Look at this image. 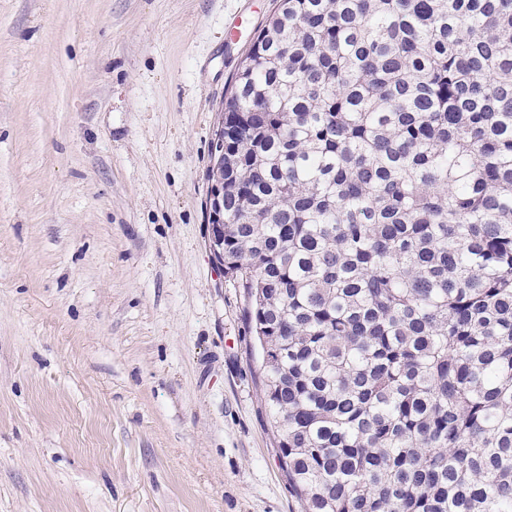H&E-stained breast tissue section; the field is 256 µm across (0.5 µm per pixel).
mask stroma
Instances as JSON below:
<instances>
[{"instance_id": "35a3bbf8", "label": "stroma", "mask_w": 512, "mask_h": 512, "mask_svg": "<svg viewBox=\"0 0 512 512\" xmlns=\"http://www.w3.org/2000/svg\"><path fill=\"white\" fill-rule=\"evenodd\" d=\"M272 0H0V512H298L207 249Z\"/></svg>"}]
</instances>
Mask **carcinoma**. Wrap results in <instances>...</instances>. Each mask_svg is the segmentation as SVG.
Masks as SVG:
<instances>
[{
	"label": "carcinoma",
	"instance_id": "cac0c4a2",
	"mask_svg": "<svg viewBox=\"0 0 512 512\" xmlns=\"http://www.w3.org/2000/svg\"><path fill=\"white\" fill-rule=\"evenodd\" d=\"M224 277L300 512H512V0H278Z\"/></svg>",
	"mask_w": 512,
	"mask_h": 512
}]
</instances>
